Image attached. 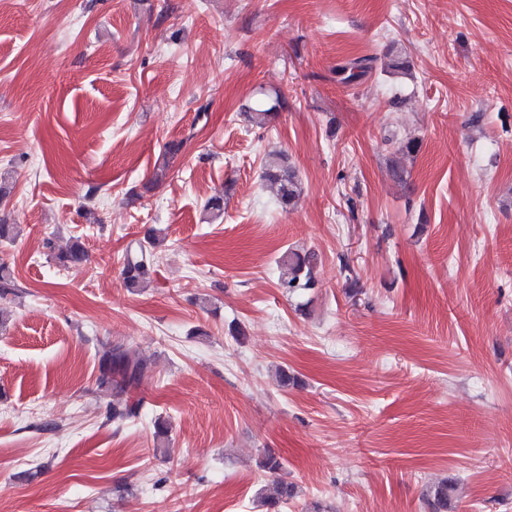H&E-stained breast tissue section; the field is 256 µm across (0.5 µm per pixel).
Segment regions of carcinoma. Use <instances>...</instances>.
I'll use <instances>...</instances> for the list:
<instances>
[{
  "label": "carcinoma",
  "mask_w": 512,
  "mask_h": 512,
  "mask_svg": "<svg viewBox=\"0 0 512 512\" xmlns=\"http://www.w3.org/2000/svg\"><path fill=\"white\" fill-rule=\"evenodd\" d=\"M373 70V59L357 57L336 67V73L342 75V81L350 83L363 78ZM284 101L275 97L273 104L259 100L251 108L252 119L263 124L273 116V111L283 107ZM264 179L275 190L279 203L288 206L299 199L302 193L301 183L295 171L286 164L280 154H270L264 164ZM158 239L147 237V244L139 247V253L125 258L122 276L130 289L142 288L152 277L151 249L156 247ZM56 263L64 268L76 267L88 259L87 252L79 243L72 244L67 250L54 255ZM318 264V254L310 250L287 249L279 256L277 265L280 269L278 285L288 294L299 290L313 289L317 285L314 270ZM18 285L12 271L0 266V302H7L16 293ZM98 385L116 394L125 395L122 403L112 404L108 418L114 422H124L139 415L143 406L140 399L132 397L144 376L151 371L150 365L139 358L134 351L121 345L103 342L98 348ZM456 487L446 481L431 487L426 499L432 512H448ZM297 495L294 484L276 479L270 492L264 497L265 505L276 512L282 505Z\"/></svg>",
  "instance_id": "obj_1"
}]
</instances>
